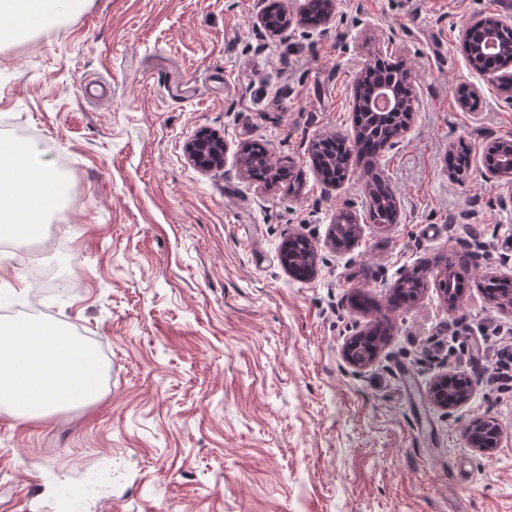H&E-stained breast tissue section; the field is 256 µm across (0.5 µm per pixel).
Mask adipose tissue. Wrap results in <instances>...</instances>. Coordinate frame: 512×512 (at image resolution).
Instances as JSON below:
<instances>
[{"mask_svg":"<svg viewBox=\"0 0 512 512\" xmlns=\"http://www.w3.org/2000/svg\"><path fill=\"white\" fill-rule=\"evenodd\" d=\"M88 0H0V47L84 11ZM69 183L44 151L24 138H0V238L39 239L68 197ZM102 397L101 366L81 337L58 325L20 320L0 325V407L19 421L88 406Z\"/></svg>","mask_w":512,"mask_h":512,"instance_id":"1","label":"adipose tissue"}]
</instances>
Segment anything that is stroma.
<instances>
[{
    "label": "stroma",
    "mask_w": 512,
    "mask_h": 512,
    "mask_svg": "<svg viewBox=\"0 0 512 512\" xmlns=\"http://www.w3.org/2000/svg\"><path fill=\"white\" fill-rule=\"evenodd\" d=\"M304 3L283 0L281 39L261 33L259 0H90L0 49V136L68 163L75 197L40 241L0 253V321L54 322L112 372L93 406L37 423L0 412V512H512V391L477 384L451 413L429 399L488 323L512 329L480 287L512 260V181L481 175L488 142L512 139V106L460 44L512 0H336L327 34L297 23ZM378 55L416 94L410 129L372 160L393 224L370 221L362 167L330 188L312 163L319 138L353 135L350 93ZM202 128L227 147L206 172L184 152ZM250 142L288 178L242 173ZM460 145L463 184L448 177ZM344 211L360 233L339 248ZM294 235L315 248L311 278L281 264ZM445 251L472 259L453 306L435 284ZM33 268L50 276L36 299L14 291ZM415 270L426 290L392 306ZM378 323V358L354 371L343 349ZM477 419L499 426L493 454L468 441Z\"/></svg>",
    "instance_id": "obj_1"
}]
</instances>
